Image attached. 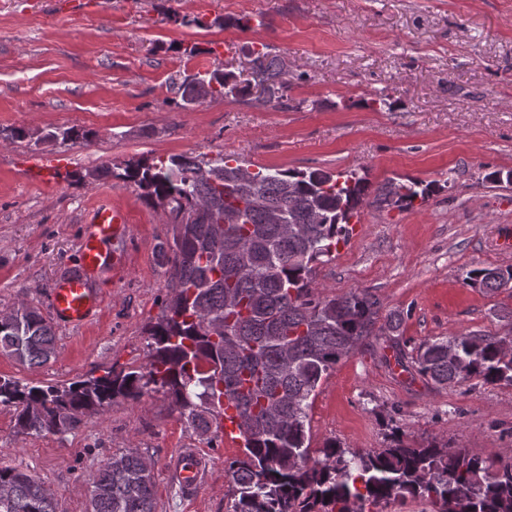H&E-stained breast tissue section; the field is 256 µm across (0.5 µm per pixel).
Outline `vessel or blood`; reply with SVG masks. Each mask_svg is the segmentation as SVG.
Wrapping results in <instances>:
<instances>
[{"label": "vessel or blood", "mask_w": 512, "mask_h": 512, "mask_svg": "<svg viewBox=\"0 0 512 512\" xmlns=\"http://www.w3.org/2000/svg\"><path fill=\"white\" fill-rule=\"evenodd\" d=\"M31 167L40 171L46 184H53L66 165L58 156L31 159ZM127 216L111 203L97 204L90 212L88 225L81 237L75 272L59 278L50 290L48 311L62 325L86 324L102 307L103 296L92 286L93 277L112 263L109 244L126 231ZM204 476L203 462L195 449H184L180 455L177 480L188 490L196 489Z\"/></svg>", "instance_id": "b4317fda"}]
</instances>
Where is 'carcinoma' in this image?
Masks as SVG:
<instances>
[{"label":"carcinoma","mask_w":512,"mask_h":512,"mask_svg":"<svg viewBox=\"0 0 512 512\" xmlns=\"http://www.w3.org/2000/svg\"><path fill=\"white\" fill-rule=\"evenodd\" d=\"M253 80L220 68L173 83L187 110L211 97L249 98L261 89L279 103L290 86L267 46L247 47ZM61 142L90 141L75 127L50 132ZM123 179L162 210L170 237L162 249L171 277L162 314L151 324L149 363L67 386H23L0 378V405L14 408L18 436L63 434L103 414L117 398L136 403L163 391L194 430L224 429L234 407L242 455L225 468L228 512H373L406 497L433 512H512V460L495 467L446 442L412 444L392 430L389 444L352 450L327 439L310 458L308 410L336 365L363 346L400 335L402 316L382 315L366 290L325 295L315 267L352 234L370 195L366 179L329 170L250 169L237 158L176 156L129 160ZM432 184L388 182L374 202L408 208ZM466 284L496 293L512 267L466 273ZM504 337L461 332L406 351L396 365L441 388L472 380L512 385ZM0 354L41 367L56 354L52 323L20 303L0 315ZM85 512H158L151 466L136 449L115 452L87 479ZM0 512H58L44 482L0 464Z\"/></svg>","instance_id":"cac0c4a2"}]
</instances>
